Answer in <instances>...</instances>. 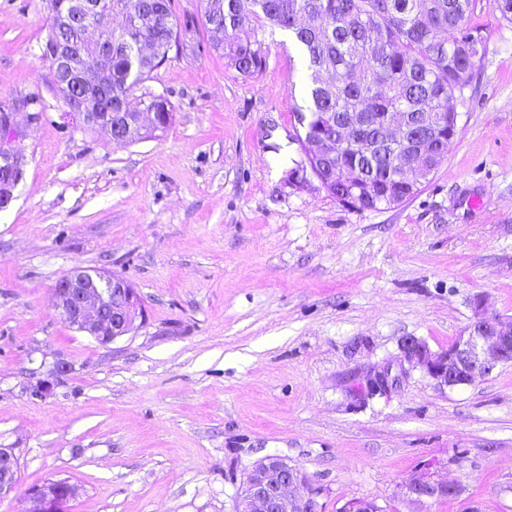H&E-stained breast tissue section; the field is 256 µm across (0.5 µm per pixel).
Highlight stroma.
I'll list each match as a JSON object with an SVG mask.
<instances>
[{"mask_svg": "<svg viewBox=\"0 0 512 512\" xmlns=\"http://www.w3.org/2000/svg\"><path fill=\"white\" fill-rule=\"evenodd\" d=\"M174 13L182 52L129 97H166L173 121L122 144L50 90L43 0H0V103L46 105L0 212V447L20 458L0 512L55 478L79 489L67 512H234L267 455L307 474L321 512H410L401 484L430 462L464 492L427 512H512V364L358 396L406 337L448 348L474 297L512 317V23L478 9L486 51L446 158L410 200L359 211L289 177L308 89L293 36L263 27L266 65L244 77L199 0ZM76 264L130 281L143 325L103 344L66 324L52 290ZM59 361L68 375L29 399Z\"/></svg>", "mask_w": 512, "mask_h": 512, "instance_id": "1", "label": "stroma"}]
</instances>
